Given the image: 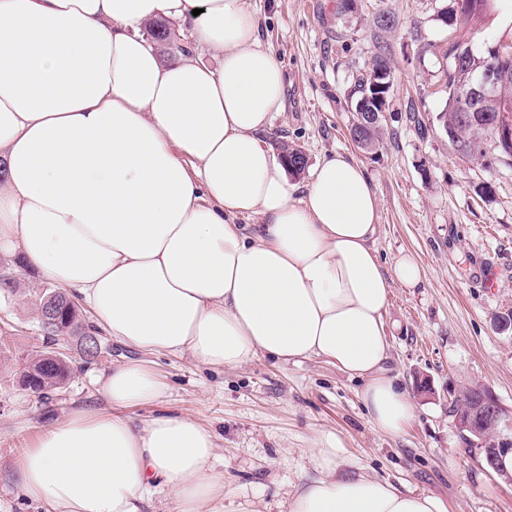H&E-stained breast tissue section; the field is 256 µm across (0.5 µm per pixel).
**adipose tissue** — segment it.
Listing matches in <instances>:
<instances>
[{
    "mask_svg": "<svg viewBox=\"0 0 512 512\" xmlns=\"http://www.w3.org/2000/svg\"><path fill=\"white\" fill-rule=\"evenodd\" d=\"M157 20L211 61H163L144 33ZM257 31L248 0H0V250L138 354L98 375L106 408L69 410L19 454L21 490L53 512H151L159 490L169 512H223L217 434L152 409L157 354L223 369L321 357L364 380L379 432L415 415L386 367V315L420 267L383 270L378 197L353 158L291 181L265 142L283 73ZM341 453L330 436L310 449L320 476L290 512H448L340 471Z\"/></svg>",
    "mask_w": 512,
    "mask_h": 512,
    "instance_id": "obj_1",
    "label": "adipose tissue"
}]
</instances>
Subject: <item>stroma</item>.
<instances>
[{"instance_id": "35a3bbf8", "label": "stroma", "mask_w": 512, "mask_h": 512, "mask_svg": "<svg viewBox=\"0 0 512 512\" xmlns=\"http://www.w3.org/2000/svg\"><path fill=\"white\" fill-rule=\"evenodd\" d=\"M340 3L249 0L258 38L284 74V109L274 113L267 141L297 147L310 167L336 153L360 163L379 199L380 263L389 269L409 256L419 264L421 283L393 286L386 316L388 367L414 395L415 418L400 435L382 434L362 403L360 380L322 358L281 365L262 355L224 371L186 356H155L168 385L159 407L218 434L223 512H289V491L314 473L308 450L328 434L346 467L437 495L448 512H512V478L486 469L448 414L449 389L477 384L512 410V330L495 326L512 313V160L501 158L492 139L484 158H462L437 120L447 95L435 49L448 39L444 17L453 0H353L347 12ZM387 10L394 24L384 29L376 18ZM379 52L390 60L393 91L383 142L368 153L349 137L356 114L348 95ZM1 273L17 289L0 296V512H49L21 493L18 451L72 405H102L95 377L127 351L113 342L87 363L67 339L74 373L51 399L38 400L17 377L42 347L37 306L46 283L15 252H0ZM424 386L430 395H421Z\"/></svg>"}]
</instances>
